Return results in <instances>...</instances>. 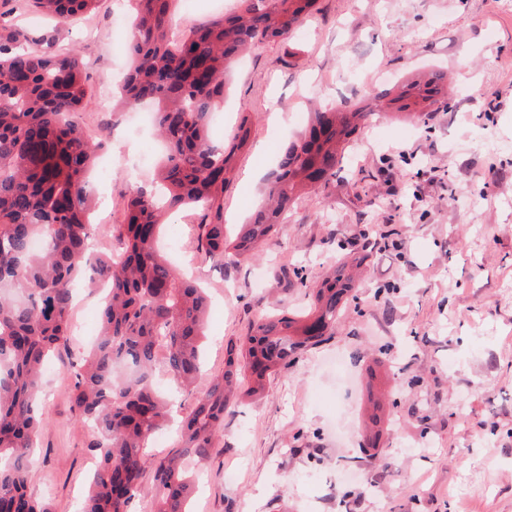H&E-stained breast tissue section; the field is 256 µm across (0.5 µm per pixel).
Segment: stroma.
Segmentation results:
<instances>
[{
	"instance_id": "stroma-1",
	"label": "stroma",
	"mask_w": 512,
	"mask_h": 512,
	"mask_svg": "<svg viewBox=\"0 0 512 512\" xmlns=\"http://www.w3.org/2000/svg\"><path fill=\"white\" fill-rule=\"evenodd\" d=\"M238 9V0H180L185 30ZM98 0L63 29L96 96L131 57L117 12ZM444 72L454 97L428 120L372 116L333 179L311 192L256 260L211 265V312L202 380L222 375L226 348L277 298L306 305L316 281L365 253L357 305L329 341L268 381L263 397L224 416L219 451L199 467L192 512H512V0H320L288 40L259 43L231 73L210 126L221 144L253 118L224 189L233 233L261 198L263 179L308 122L310 101L337 93L356 102L401 81ZM89 174L98 184L90 219L120 223L134 183L128 159L151 157L150 129L125 113ZM205 209L165 218L162 250L194 272ZM375 226L368 240L358 226ZM298 270L300 280L286 274ZM50 418L33 460L34 493L52 512H76L97 467L94 433L74 424L71 380L49 369ZM359 458L362 488L339 481Z\"/></svg>"
}]
</instances>
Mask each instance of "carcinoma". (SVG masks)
<instances>
[{
    "label": "carcinoma",
    "instance_id": "cac0c4a2",
    "mask_svg": "<svg viewBox=\"0 0 512 512\" xmlns=\"http://www.w3.org/2000/svg\"><path fill=\"white\" fill-rule=\"evenodd\" d=\"M13 0H0V512H51L30 493L32 454L48 423L39 400L42 372L65 346L72 328L71 282L108 286L102 330L92 353L64 370L72 379L73 420L95 425L100 462L80 512H130L141 491L145 442L170 417L155 370L185 389L198 376L208 313L202 288L178 276L158 247L164 207L204 201L195 225L199 253L217 264L256 259L288 219L299 196L336 175L350 143L373 115L357 103L310 113L304 132L288 141L267 177L262 204L236 236L224 234V188L233 160L248 141L242 118L231 142L209 136L210 118L224 102L226 75L259 42L296 34L318 0H241L240 11L198 25L172 41L177 0H135L129 40L132 65L121 86L123 111L153 105L165 145L156 173L158 193L137 187L124 223L93 224L85 176L102 141L86 132L85 95L76 51L58 50L55 36L37 35L11 21ZM61 21L87 14L98 0H27ZM444 77L415 75L375 94L379 111L421 118L445 103ZM111 235L124 244L117 259L93 245ZM43 239L44 252L32 250ZM359 284L348 273L309 289L308 310L282 305L252 321L230 346L224 374L196 399L182 425L180 448L154 468L156 512H189L193 485L185 460L203 461L216 449L224 412L258 397L264 382L306 350L336 333V321ZM164 353V360L158 359Z\"/></svg>",
    "mask_w": 512,
    "mask_h": 512
}]
</instances>
